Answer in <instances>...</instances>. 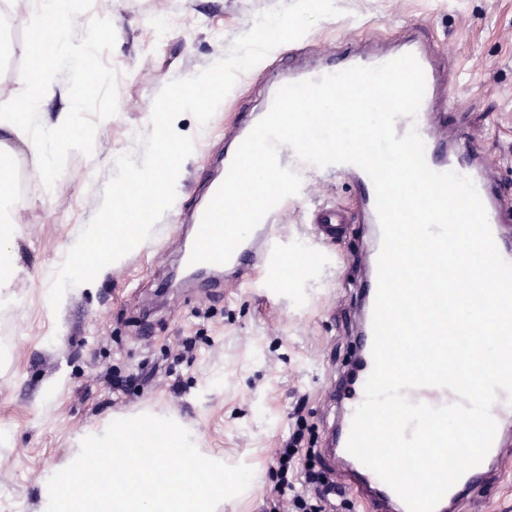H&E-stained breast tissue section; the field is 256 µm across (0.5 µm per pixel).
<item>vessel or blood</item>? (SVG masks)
I'll use <instances>...</instances> for the list:
<instances>
[{"label":"vessel or blood","mask_w":512,"mask_h":512,"mask_svg":"<svg viewBox=\"0 0 512 512\" xmlns=\"http://www.w3.org/2000/svg\"><path fill=\"white\" fill-rule=\"evenodd\" d=\"M406 53L413 54L424 70L425 92L416 118L397 119V134L402 135L410 128H417L425 143L426 162L432 170L452 171L473 180L487 212L497 249L505 260L512 261V242L507 241L501 232L502 225L512 222V206L508 205L504 191L498 186L490 155L480 148H468L463 143L452 142L446 136L439 121L435 120L441 79L419 38H411L391 51L371 57L342 51L335 62L325 66L323 71H312L311 76L316 79L324 72L337 73L358 65L375 66ZM327 171L348 178L356 185L359 203L367 223H378L376 194L369 175L359 166L351 163L332 164L328 166ZM283 210V205H276L236 248L225 265L228 272L239 275L249 267H269L281 262L284 250L282 238L275 226ZM307 220L311 226L313 238L320 245L326 246L344 236L350 217L346 208L322 204L309 210ZM376 289L377 281L373 278L369 279L363 288L365 306L357 342L359 357L354 369L339 376L336 382V405L343 418V423L336 433V452L347 464L352 476L358 479L359 491L373 512H408L406 504L396 492L346 449L353 414L364 399V386L373 368L372 315ZM408 396L413 401L432 406H442L456 399L452 391L432 386L410 390ZM502 454L500 442H493L484 460L461 476L440 500L435 512H449L462 495L490 476L493 468L500 462Z\"/></svg>","instance_id":"obj_1"}]
</instances>
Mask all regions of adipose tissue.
<instances>
[{
	"instance_id": "ef3b65f1",
	"label": "adipose tissue",
	"mask_w": 512,
	"mask_h": 512,
	"mask_svg": "<svg viewBox=\"0 0 512 512\" xmlns=\"http://www.w3.org/2000/svg\"><path fill=\"white\" fill-rule=\"evenodd\" d=\"M33 35L31 41L19 44L18 52L23 57L40 53L42 63L34 72V79L41 86L40 96L20 95L14 102L12 111L0 113V129L8 136V141H0V311L13 312L17 300L12 289L15 278V243L17 226L15 210L18 198L6 179L11 172L15 157V145H24L32 159L29 179L42 194L52 189L50 174L56 165L53 147L60 141L80 142L72 115L58 113L55 120L40 127H32L25 120V113L38 110L44 97L56 94L57 89L50 81V74L59 64L70 63L82 66L86 51L75 49L71 43L68 0H43L41 9L32 11L27 19Z\"/></svg>"
}]
</instances>
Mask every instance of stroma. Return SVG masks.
<instances>
[{"label": "stroma", "instance_id": "1", "mask_svg": "<svg viewBox=\"0 0 512 512\" xmlns=\"http://www.w3.org/2000/svg\"><path fill=\"white\" fill-rule=\"evenodd\" d=\"M281 0H69L70 38L90 44L98 83L77 68L54 74L67 93L43 103L44 117L73 113L84 145L56 147L50 196L28 179L30 156L17 154L16 273L18 313H0V512H37L44 483L65 468L83 432L144 408L170 412L191 428L200 447L230 465L254 470L248 492L225 500L220 512H264L274 485L273 455L295 429L323 449L321 464L347 494L337 512H363L357 486L328 454L338 412L334 383L355 360L359 288L369 272L375 228L353 213L328 264L307 265L311 248L304 212L314 202L351 205L354 191L340 177L308 179L288 202L281 234L288 260L258 277L229 280L223 296L197 281L173 286L192 235L187 206L201 197V180L215 175L238 122L263 112L280 45L238 81L206 125L178 117L185 134L202 132L181 168L176 193L153 235L124 261L89 283L67 290L51 309L50 274L70 242L97 213L117 156L143 152L155 97L171 80L196 75ZM338 16L318 21L299 41L295 67L314 69L346 46L424 40L456 81L441 118L449 137L466 135L493 156L512 193V0H335ZM176 19L163 42L149 44L154 18ZM101 28L109 40L93 43ZM38 94L20 55L0 60V113L16 93ZM194 338L184 352L185 338ZM494 480L476 486L453 512H512V422Z\"/></svg>", "mask_w": 512, "mask_h": 512}]
</instances>
